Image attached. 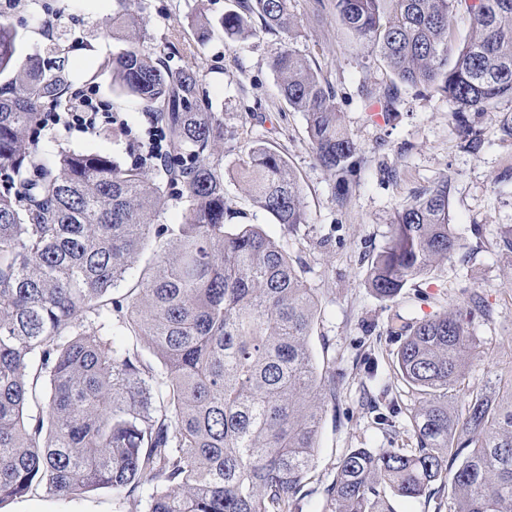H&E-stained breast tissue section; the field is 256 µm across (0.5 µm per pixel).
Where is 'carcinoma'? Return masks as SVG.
<instances>
[{"instance_id":"carcinoma-1","label":"carcinoma","mask_w":512,"mask_h":512,"mask_svg":"<svg viewBox=\"0 0 512 512\" xmlns=\"http://www.w3.org/2000/svg\"><path fill=\"white\" fill-rule=\"evenodd\" d=\"M106 56L118 97L137 98L164 133L160 153L124 166L86 150L48 152L45 114L72 104L63 57L21 56L24 36L0 21V503L44 490L67 498L147 488L145 512H302L315 464L321 402L336 398L308 344L318 298L287 250L257 224H225L232 201L214 147L224 118L207 100L195 44L151 47L139 0H115ZM340 26L370 47L390 77L381 111L401 90L434 92L451 112H492L512 100V0H331ZM463 12L469 34L453 59ZM295 35L289 0H242L220 21L246 39L253 18ZM281 92L304 115L320 165L348 193L362 161L336 96L290 47L272 60ZM236 175L274 223H308L303 189L277 151L253 145ZM175 228L155 223L170 191ZM462 248L448 181L405 199L366 282L393 300ZM126 283L127 291L114 295ZM479 300L405 327L395 357L417 396L408 448H351L325 487L326 512H395L390 497H436L437 512H512V373L452 406L478 346L468 317ZM131 332L138 347H118Z\"/></svg>"}]
</instances>
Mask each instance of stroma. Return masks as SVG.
Returning <instances> with one entry per match:
<instances>
[{"label": "stroma", "mask_w": 512, "mask_h": 512, "mask_svg": "<svg viewBox=\"0 0 512 512\" xmlns=\"http://www.w3.org/2000/svg\"><path fill=\"white\" fill-rule=\"evenodd\" d=\"M76 45L69 54L79 89L95 87L113 101L112 76L99 65L122 43L112 37L114 0H48ZM138 21L154 44H188L197 18L213 23L210 39L197 51L196 63L216 111L224 115V141L216 155L224 171V190L233 201L234 223L257 224L279 241L303 268L319 298L320 315L309 346L320 368L334 373L341 387L326 402L318 435L315 467L307 481L303 512H323L324 487L341 455L350 448H387L408 443V412L415 399L393 366L402 327L440 315L481 295L488 311L472 316L470 330L479 354L454 403L464 406L469 393L492 385L512 368V102L493 112L452 116L446 99L403 90L396 113L381 112L365 91L387 81L379 58L350 39L337 24L330 0H290L298 26L290 42L328 80L344 123L362 147L364 160L350 178L352 191L339 202L337 182L318 163L302 113L282 96L271 67L287 43L278 32H257L244 40L225 36L218 22L239 8V0H142ZM43 12L31 0H0V18L22 27L26 53L49 59V40L39 27ZM481 130L479 143L465 141L463 129ZM130 140L100 132L57 126L43 129L41 145L95 149L129 161ZM258 141L284 155L303 186L309 221L291 229L273 223L255 208L233 176L239 159ZM447 182L449 212L463 249L440 260L431 275L413 281L400 297L385 301L365 279L373 255L386 244L400 202L413 192ZM402 412L395 428L377 423L389 402ZM144 491L122 501L99 489L61 500L46 492L0 505L17 512L28 504L36 512H144Z\"/></svg>", "instance_id": "stroma-1"}]
</instances>
